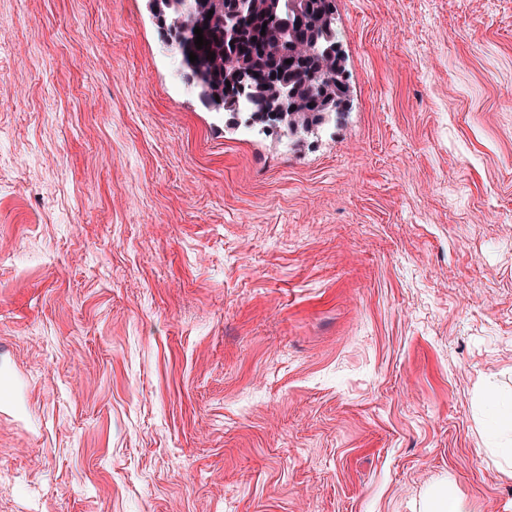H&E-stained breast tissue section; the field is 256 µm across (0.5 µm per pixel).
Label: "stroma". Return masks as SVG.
<instances>
[{"mask_svg": "<svg viewBox=\"0 0 512 512\" xmlns=\"http://www.w3.org/2000/svg\"><path fill=\"white\" fill-rule=\"evenodd\" d=\"M293 147L148 0H0V512H512V0H336ZM482 399L493 411L491 430L499 439V448H494L512 473V407L506 406L501 395L491 387L483 390ZM423 512H471L470 505L456 492L448 489V484L431 487L425 494Z\"/></svg>", "mask_w": 512, "mask_h": 512, "instance_id": "stroma-1", "label": "stroma"}]
</instances>
